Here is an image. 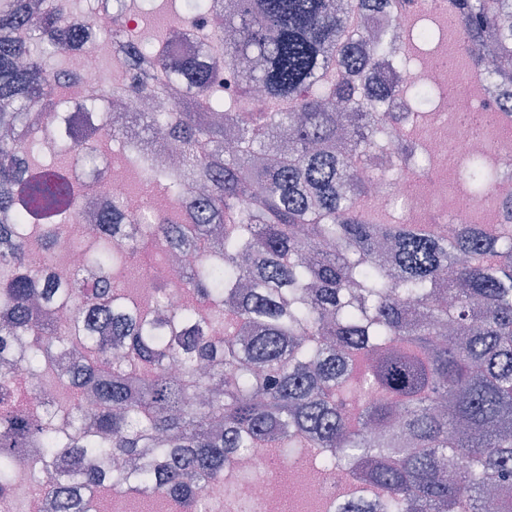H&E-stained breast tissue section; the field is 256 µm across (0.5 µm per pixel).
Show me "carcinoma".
<instances>
[{"label": "carcinoma", "mask_w": 512, "mask_h": 512, "mask_svg": "<svg viewBox=\"0 0 512 512\" xmlns=\"http://www.w3.org/2000/svg\"><path fill=\"white\" fill-rule=\"evenodd\" d=\"M169 2L175 22L133 43L112 32L114 67L85 90L68 65L96 47L95 8L0 0V503L25 482L55 512H100L118 487L202 512L231 450L276 448L285 461L310 448L313 469L330 474L342 455L381 487L380 512H488L495 489L496 512H512V212L508 224H479L464 208L468 223L448 236L428 219H392L370 195L375 178L417 174L372 155L378 138L406 161L428 137L430 113L406 120L380 101L398 92L425 108L432 97L415 78L375 86L368 71L392 55L406 62L434 31L388 42L368 0ZM449 2L450 57L499 83L485 113L509 130L512 0ZM195 10L208 11L215 40L235 39L173 71L171 43ZM222 67L240 71L231 97L214 75ZM148 98L161 107L137 111ZM112 99L131 111L112 140L161 129L183 168L168 178L133 155L139 188L165 201L156 223L108 206L55 292L31 255L50 258L78 225L80 188L62 171L93 165L96 129L68 130L52 152L42 129ZM459 180L509 209L487 155ZM144 238L179 252L207 240L222 260L198 256L144 308L124 277ZM22 368L52 374L67 404L19 387Z\"/></svg>", "instance_id": "1"}]
</instances>
